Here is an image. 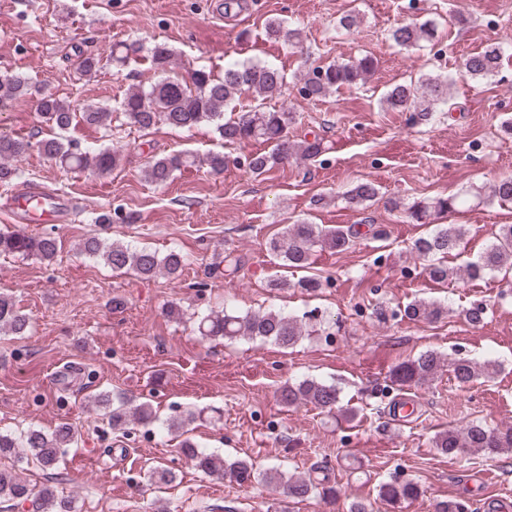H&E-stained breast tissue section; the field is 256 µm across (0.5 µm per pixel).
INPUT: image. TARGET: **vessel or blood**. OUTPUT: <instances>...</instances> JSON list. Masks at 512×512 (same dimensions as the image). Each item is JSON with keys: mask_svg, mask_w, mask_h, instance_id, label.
<instances>
[{"mask_svg": "<svg viewBox=\"0 0 512 512\" xmlns=\"http://www.w3.org/2000/svg\"><path fill=\"white\" fill-rule=\"evenodd\" d=\"M9 211L19 224H68L76 214L70 201L31 183L16 187Z\"/></svg>", "mask_w": 512, "mask_h": 512, "instance_id": "b4317fda", "label": "vessel or blood"}]
</instances>
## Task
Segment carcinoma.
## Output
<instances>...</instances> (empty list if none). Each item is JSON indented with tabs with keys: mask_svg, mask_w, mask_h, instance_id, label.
Instances as JSON below:
<instances>
[{
	"mask_svg": "<svg viewBox=\"0 0 512 512\" xmlns=\"http://www.w3.org/2000/svg\"><path fill=\"white\" fill-rule=\"evenodd\" d=\"M267 36L277 42L293 45L300 41L301 31L290 28L284 21L273 19L266 25ZM433 22L400 24L390 30L389 38L398 46L413 48L435 39ZM146 51L150 69L156 79L148 87L131 88L121 99L117 110L122 112L127 123L142 130H149L159 122L174 128L191 129L201 124L215 127L224 145H241L260 141L270 145V150L255 152L245 157L247 170L261 176L269 172L282 160L296 154L302 160L312 161L324 151L322 139L313 137L299 144L290 141L288 129L292 123V112L286 108L266 109L257 104L237 118L225 117V112L236 111L237 102L244 95L254 99H266L282 92L287 84L284 71L274 65L259 62H233L224 67V74L199 68L192 72L190 81L173 73L175 52L165 43H155L143 48L137 41L120 43L112 47V62L123 66L132 55ZM503 48L491 46L481 53L463 59L460 73L471 79H483L498 73ZM376 60L365 55L353 61L331 62L327 65L307 69L301 76L300 91L309 99L318 100L342 87L364 83L374 71ZM449 79L441 74H429L417 84H396L382 97L384 109L392 112H408V122L413 126L428 125L434 121L442 107L448 105ZM32 98L44 121L55 130L53 135L37 142L38 150L55 159L60 165L79 171H90L105 177L121 165L122 152L104 147L83 150L73 140L64 136L76 120L81 117L88 124L104 129L112 125V109L107 106L87 104L76 108L71 103L47 94L32 86L22 72L0 73V107L19 98ZM32 144L29 140L0 134V184L12 185L20 177L14 161L27 154ZM210 171L216 175L224 172L231 163L239 159L223 153H213L206 158ZM196 159L186 153H175L153 158L144 169V177L156 185L166 184L175 172L192 166ZM378 189L370 182H361L348 191L347 199L356 205L373 201ZM486 200L500 203L512 202V177L497 181ZM459 204L455 197H438L430 202L414 201L409 204L393 202L394 208L403 209L408 222L427 224L434 213L453 210ZM462 224H438L429 234L418 238L413 250L426 261L425 271L429 279L444 284L452 278L480 279L488 274L505 271L512 273V225L504 224L494 241L474 261L454 269L448 266V254L455 251L465 236ZM359 231L352 226L323 224H291L283 232L271 238L269 250L290 269H303L310 265L312 252L316 248L331 252H344L352 247ZM57 239L49 233L27 234L20 230H0V254L35 257L52 261L57 254ZM79 250L86 256L101 259L116 271H133L138 276L150 279L159 274L176 278L185 264L184 256L171 250L165 255L142 248L133 250L122 242H105L98 236L82 240ZM448 312L439 301L414 300L407 304L404 315L414 321H433ZM199 335L226 341L260 339L280 347H289L308 333V329L321 324L314 312L303 317L285 315L280 311H238L224 307L220 311L206 309L192 313ZM29 328L28 318L9 294H0V332L22 336ZM452 374L460 385L466 386L485 377L492 378L498 365L480 364L469 358H457L451 362L435 350H426L416 357L396 364L390 373L393 384L417 386L431 382L443 371ZM279 404L284 408L311 405L327 413H339L354 419L358 410L342 403L341 391L334 383L305 378L286 383L279 389ZM97 402L112 408V428L122 430L130 425L148 426L157 421L151 403L136 402L124 393L101 394ZM74 439L72 428L62 423L54 432L44 433L29 428L19 434L0 430V502L29 501L33 512H73L71 501L57 495L51 486L42 487L32 493L28 485L16 474L10 462L21 455L32 460L42 470H51L59 461L60 449ZM434 447L448 456H464L481 453L495 456L512 452V427L499 429L470 423L462 428H449L433 438ZM180 452L198 471L209 477L229 480L239 486L255 482L273 484L295 499L310 496L319 498L324 504L336 501L340 490L336 477L326 464L314 468V475H285L278 467L265 470L256 468L249 458L226 459L214 452H207L185 438L180 443ZM422 494L419 482L414 478L383 481L377 486L376 499L387 505H398L413 501ZM435 512H479L464 499H445L436 504Z\"/></svg>",
	"mask_w": 512,
	"mask_h": 512,
	"instance_id": "obj_1",
	"label": "carcinoma"
}]
</instances>
